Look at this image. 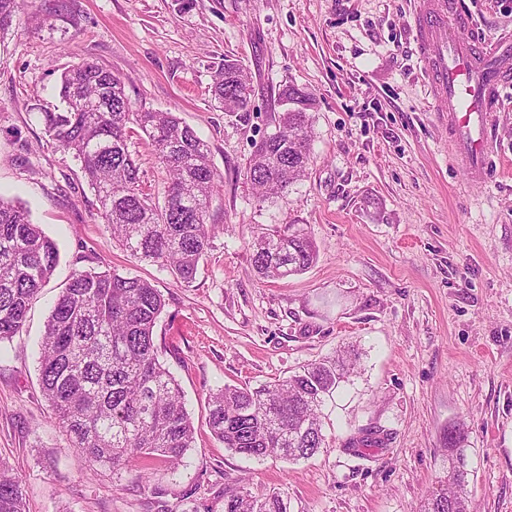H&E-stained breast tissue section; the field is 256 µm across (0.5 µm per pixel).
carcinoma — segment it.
<instances>
[{"label": "carcinoma", "mask_w": 512, "mask_h": 512, "mask_svg": "<svg viewBox=\"0 0 512 512\" xmlns=\"http://www.w3.org/2000/svg\"><path fill=\"white\" fill-rule=\"evenodd\" d=\"M24 0H0V32ZM212 97L226 112L254 111L253 87L241 65L224 60ZM61 112L44 113L53 144L76 157L112 238L131 258L150 260L188 286L211 250L207 224L219 179L206 142L174 112H134L119 77L84 61L61 74ZM275 132L248 158L251 184L265 195L300 181L311 159L316 98L295 84L278 93ZM149 140L167 175L163 201L145 191L128 149L138 133ZM257 275L283 279L308 269L318 256L304 224L259 228L249 242ZM56 244L33 222L30 209L0 198V343L22 329L29 304L58 263ZM165 301L154 286L116 269L81 270L54 304L40 342L42 395L89 470H124L144 479L155 460L178 465L195 442L182 391L159 360L154 328ZM357 354L303 365L258 388L226 385L209 394L208 426L224 447L248 457L310 459L326 448L323 408L353 373ZM467 434L444 437L446 466L439 488L419 512H470ZM383 445L380 431L361 428L344 449L358 454ZM224 512H288L277 492L245 487L222 492ZM0 512H26L22 479L0 461Z\"/></svg>", "instance_id": "carcinoma-1"}]
</instances>
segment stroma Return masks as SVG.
Segmentation results:
<instances>
[{
  "instance_id": "1",
  "label": "stroma",
  "mask_w": 512,
  "mask_h": 512,
  "mask_svg": "<svg viewBox=\"0 0 512 512\" xmlns=\"http://www.w3.org/2000/svg\"><path fill=\"white\" fill-rule=\"evenodd\" d=\"M486 36L512 33V0H464ZM419 0H26L0 33V198L28 206L57 245L50 281L22 332L0 344V460L23 481L26 512H222L245 478L290 512H417L442 473V437L468 435L475 512H512V87L502 93L484 180L457 166L413 38ZM47 16L42 27L31 13ZM240 61L256 108L219 109L212 76ZM94 61L122 80L133 111H172L205 140L221 186L212 248L183 286L113 243L81 164L55 147L44 113L61 109L62 71ZM314 93L311 161L287 192L258 198L246 169L273 132L277 93ZM145 189L166 174L133 138ZM307 225L318 257L304 273L260 279L255 227ZM118 268L149 280L165 307L156 342L184 395L196 440L150 486L94 475L44 399L39 341L74 271ZM355 346L340 398L324 409L327 447L308 460L246 458L207 424L210 393L256 388ZM373 427L358 457L346 438ZM379 435V430H373L372 428H361L346 439L344 443V449L358 454L365 449L378 448L379 446L383 445V441Z\"/></svg>"
}]
</instances>
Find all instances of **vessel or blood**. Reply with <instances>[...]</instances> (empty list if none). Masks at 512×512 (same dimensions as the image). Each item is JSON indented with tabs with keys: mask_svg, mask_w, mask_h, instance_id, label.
Instances as JSON below:
<instances>
[{
	"mask_svg": "<svg viewBox=\"0 0 512 512\" xmlns=\"http://www.w3.org/2000/svg\"><path fill=\"white\" fill-rule=\"evenodd\" d=\"M424 76L444 101L455 161L483 178L501 92L512 85V40L482 37L461 0H420L413 27Z\"/></svg>",
	"mask_w": 512,
	"mask_h": 512,
	"instance_id": "1",
	"label": "vessel or blood"
}]
</instances>
